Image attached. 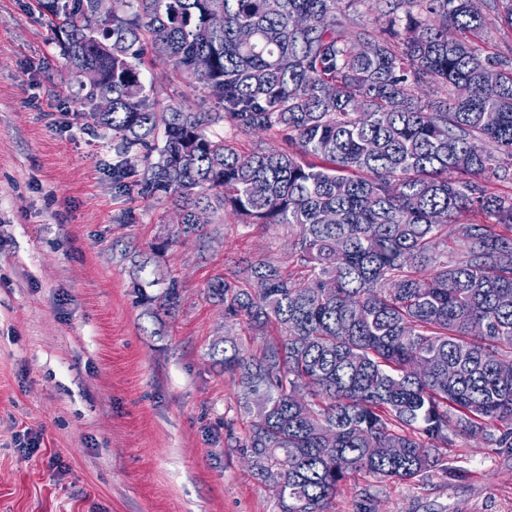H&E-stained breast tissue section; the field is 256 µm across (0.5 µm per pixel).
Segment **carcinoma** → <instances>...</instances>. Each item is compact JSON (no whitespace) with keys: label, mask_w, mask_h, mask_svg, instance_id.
Segmentation results:
<instances>
[{"label":"carcinoma","mask_w":512,"mask_h":512,"mask_svg":"<svg viewBox=\"0 0 512 512\" xmlns=\"http://www.w3.org/2000/svg\"><path fill=\"white\" fill-rule=\"evenodd\" d=\"M37 2L70 76L94 67L112 96L111 111L90 116L112 134L116 194L136 187L170 203L182 215L175 239L207 237L200 210L298 228L291 250L306 281L248 262L208 286L225 317L277 330L255 353L226 337L211 357L238 387L251 469L282 472L279 512H334L359 472L467 478L440 454L457 437L512 454V374L500 370L512 362V267L496 260L512 250V193L482 182L508 179L512 64L477 45L492 12L512 28V0ZM366 2L370 25L350 18ZM216 11L224 27L205 37ZM360 41L374 52L357 54ZM150 52L214 109L152 100ZM487 68L497 83L482 80ZM423 84L442 96L421 99ZM224 122L285 146L243 155L213 132ZM149 275L164 286L159 307H177L178 283Z\"/></svg>","instance_id":"carcinoma-1"}]
</instances>
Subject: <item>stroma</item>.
Here are the masks:
<instances>
[{"instance_id":"35a3bbf8","label":"stroma","mask_w":512,"mask_h":512,"mask_svg":"<svg viewBox=\"0 0 512 512\" xmlns=\"http://www.w3.org/2000/svg\"><path fill=\"white\" fill-rule=\"evenodd\" d=\"M162 103L205 108L171 62L143 71ZM47 17L34 0H0V512H277L271 487L241 448L248 418L210 356L263 336L225 319L207 295L243 262L293 263L295 229L211 216L207 238L166 241L169 205L112 189V140L79 102ZM171 272L177 308L135 290L142 261ZM40 437L27 456L24 431ZM470 476L411 482L362 473L379 512H512V455L456 439Z\"/></svg>"}]
</instances>
